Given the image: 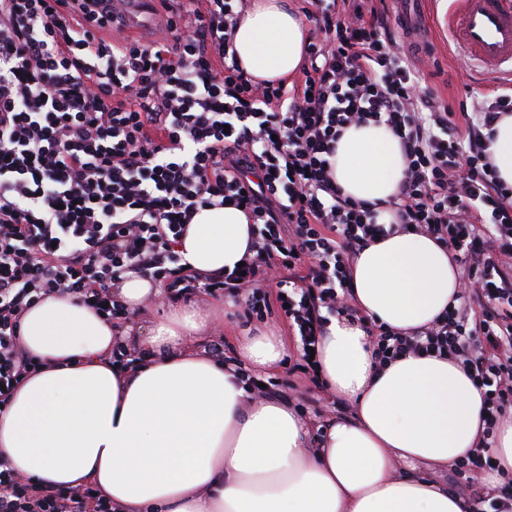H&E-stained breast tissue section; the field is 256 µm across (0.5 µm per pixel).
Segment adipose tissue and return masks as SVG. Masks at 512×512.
I'll list each match as a JSON object with an SVG mask.
<instances>
[{
	"instance_id": "adipose-tissue-1",
	"label": "adipose tissue",
	"mask_w": 512,
	"mask_h": 512,
	"mask_svg": "<svg viewBox=\"0 0 512 512\" xmlns=\"http://www.w3.org/2000/svg\"><path fill=\"white\" fill-rule=\"evenodd\" d=\"M307 29L289 0H248L234 50L253 79L278 80L304 61ZM345 195L380 203L399 192L405 159L386 125L346 128L331 159ZM233 206L204 208L177 246L203 273L233 270L251 249ZM352 280L362 317L330 318L316 346L323 380L355 406L328 423L320 448L288 402H252L234 369L199 341L216 316L169 308L138 327L112 325L61 296L23 315L20 342L41 367L0 413V457L60 489L92 487L116 512H473L472 501L396 463L445 469L475 448L483 398L460 364L409 355L378 366L368 320L396 332L456 304L448 251L428 236L380 237L357 253ZM133 341L142 367L113 366Z\"/></svg>"
}]
</instances>
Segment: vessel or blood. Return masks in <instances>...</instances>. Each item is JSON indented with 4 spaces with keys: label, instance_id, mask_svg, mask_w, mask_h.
<instances>
[{
    "label": "vessel or blood",
    "instance_id": "vessel-or-blood-1",
    "mask_svg": "<svg viewBox=\"0 0 512 512\" xmlns=\"http://www.w3.org/2000/svg\"><path fill=\"white\" fill-rule=\"evenodd\" d=\"M405 39L423 44L436 32L423 0H396ZM444 30L460 59L493 74L512 76V0H449Z\"/></svg>",
    "mask_w": 512,
    "mask_h": 512
}]
</instances>
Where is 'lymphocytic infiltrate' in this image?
<instances>
[{"mask_svg":"<svg viewBox=\"0 0 512 512\" xmlns=\"http://www.w3.org/2000/svg\"><path fill=\"white\" fill-rule=\"evenodd\" d=\"M169 42L115 33L105 0H0V410L39 364L23 314L72 297L124 320L113 295L150 277L167 301L224 295L243 324L278 313L298 337V372L333 315L359 317L354 256L406 232L448 249L457 305L411 334L372 325L378 364L451 358L484 398L477 446L458 464L478 512H512V476L483 483L512 419V186L491 170L512 88L463 85L460 109L425 92L427 59L402 52L385 0H309L313 26L294 80H253L233 40L242 0H161ZM399 138L405 168L383 208L345 195L330 158L368 122ZM224 204L253 226V257L230 272L183 268L177 244L197 211ZM0 512H114L92 488L62 490L0 461Z\"/></svg>","mask_w":512,"mask_h":512,"instance_id":"lymphocytic-infiltrate-1","label":"lymphocytic infiltrate"}]
</instances>
